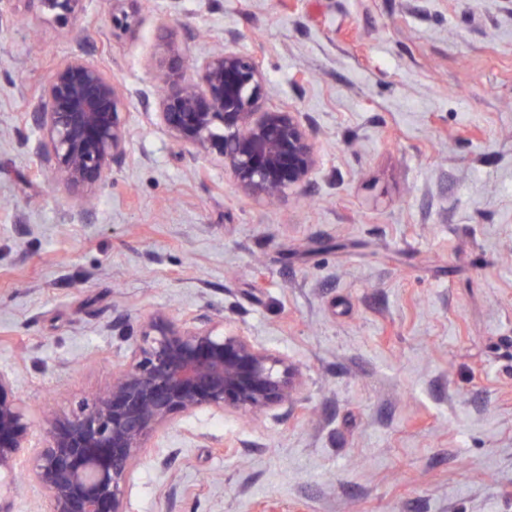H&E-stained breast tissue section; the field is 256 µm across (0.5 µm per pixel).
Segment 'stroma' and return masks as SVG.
I'll return each instance as SVG.
<instances>
[{
	"label": "stroma",
	"instance_id": "1",
	"mask_svg": "<svg viewBox=\"0 0 512 512\" xmlns=\"http://www.w3.org/2000/svg\"><path fill=\"white\" fill-rule=\"evenodd\" d=\"M0 0V371L45 407L104 391L157 311L286 356L299 399L151 441L127 512H512V0ZM234 45L321 157L273 209L144 108L173 48ZM118 84L125 163L93 214L40 175L27 114L62 59ZM10 512H47L0 483ZM30 7L46 9L55 14L59 21L67 22L82 10L83 0H25Z\"/></svg>",
	"mask_w": 512,
	"mask_h": 512
}]
</instances>
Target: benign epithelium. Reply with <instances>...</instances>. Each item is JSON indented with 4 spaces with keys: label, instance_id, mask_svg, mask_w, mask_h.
I'll return each mask as SVG.
<instances>
[{
    "label": "benign epithelium",
    "instance_id": "benign-epithelium-1",
    "mask_svg": "<svg viewBox=\"0 0 512 512\" xmlns=\"http://www.w3.org/2000/svg\"><path fill=\"white\" fill-rule=\"evenodd\" d=\"M66 22L83 0H27ZM162 90L155 125L181 145L190 165L224 166L242 191L273 204L305 184L320 157L300 113L270 102L253 55L223 46L198 58L173 49L160 58ZM118 87L81 54L61 60L29 113L38 131L33 151L54 182L92 204L112 168L127 157L128 133ZM299 370L288 358L235 330L197 316L178 325L157 312L141 327L130 359L109 388L70 414L47 409L44 441L26 466L20 448L32 428L0 372V479L19 472L48 494L49 512H126L125 496L148 441L178 418L203 409L257 417L298 398Z\"/></svg>",
    "mask_w": 512,
    "mask_h": 512
}]
</instances>
